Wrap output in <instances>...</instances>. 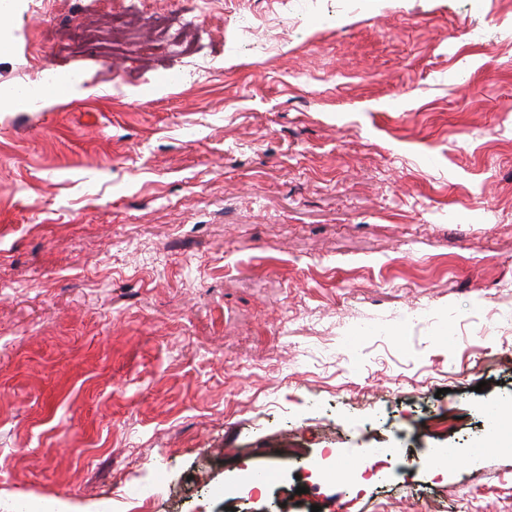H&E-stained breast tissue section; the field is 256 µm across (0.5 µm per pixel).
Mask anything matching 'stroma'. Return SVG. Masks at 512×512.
Instances as JSON below:
<instances>
[{"label":"stroma","mask_w":512,"mask_h":512,"mask_svg":"<svg viewBox=\"0 0 512 512\" xmlns=\"http://www.w3.org/2000/svg\"><path fill=\"white\" fill-rule=\"evenodd\" d=\"M200 5L9 22L0 94L83 91L0 107V512H512V0H219L191 60L81 37ZM402 431L384 484L241 483Z\"/></svg>","instance_id":"stroma-1"}]
</instances>
